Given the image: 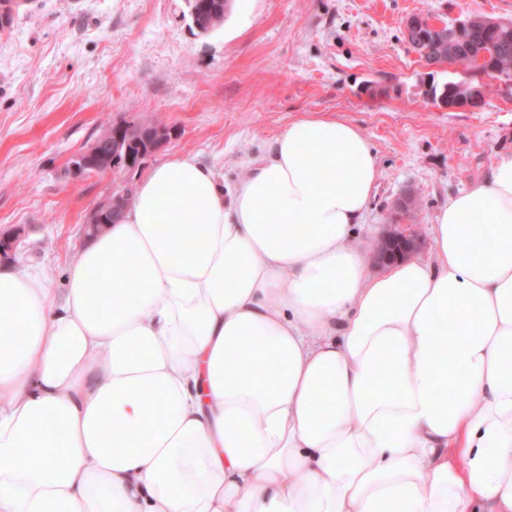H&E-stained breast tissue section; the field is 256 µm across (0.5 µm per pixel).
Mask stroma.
<instances>
[{
  "label": "stroma",
  "instance_id": "stroma-1",
  "mask_svg": "<svg viewBox=\"0 0 512 512\" xmlns=\"http://www.w3.org/2000/svg\"><path fill=\"white\" fill-rule=\"evenodd\" d=\"M414 14L512 19V0H233L207 35L187 0H25L0 29V231L24 230L12 264L63 290L84 226L113 187L109 176L68 173L106 112L170 130L126 172L130 182L190 154L228 191L288 123L336 115L362 131L379 165L354 244L374 250L399 220L430 258L438 210L512 155V85L486 79L478 110L432 102L429 85L465 73L454 63L427 70L404 36ZM410 192L416 209L396 214Z\"/></svg>",
  "mask_w": 512,
  "mask_h": 512
}]
</instances>
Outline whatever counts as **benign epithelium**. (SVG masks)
<instances>
[{
	"label": "benign epithelium",
	"mask_w": 512,
	"mask_h": 512,
	"mask_svg": "<svg viewBox=\"0 0 512 512\" xmlns=\"http://www.w3.org/2000/svg\"><path fill=\"white\" fill-rule=\"evenodd\" d=\"M470 23L471 18L466 17L457 21L453 28L448 30L445 25H436L425 16H412L406 21L405 35L410 41L420 38L419 29H431L439 33L438 40L442 50L451 51L454 46V32ZM484 100L485 87L465 81L448 83V98L440 97L437 102L450 109H476ZM169 138L170 129L157 122L114 121L109 134L95 140L87 150L73 157L70 173L74 179L80 180L90 173L112 175L123 167L132 170L140 166L147 156L166 144ZM133 192L134 187L127 182L113 188L112 199L93 212L86 224V229L94 233L103 231L128 205ZM21 235L20 228L0 234V258L7 257L16 251ZM420 246L418 238L397 230L396 225L393 224L378 241L374 259L379 265H388L414 254Z\"/></svg>",
	"instance_id": "obj_1"
}]
</instances>
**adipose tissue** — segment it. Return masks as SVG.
<instances>
[{"mask_svg":"<svg viewBox=\"0 0 512 512\" xmlns=\"http://www.w3.org/2000/svg\"><path fill=\"white\" fill-rule=\"evenodd\" d=\"M355 125L179 154L55 296L0 264V512H512V156L373 276Z\"/></svg>","mask_w":512,"mask_h":512,"instance_id":"obj_1","label":"adipose tissue"}]
</instances>
